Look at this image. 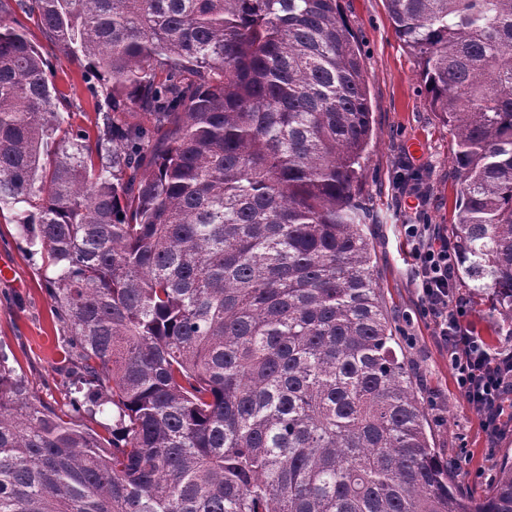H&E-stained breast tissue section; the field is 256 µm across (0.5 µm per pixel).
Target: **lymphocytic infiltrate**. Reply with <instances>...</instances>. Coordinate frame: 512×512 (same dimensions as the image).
I'll use <instances>...</instances> for the list:
<instances>
[{"mask_svg":"<svg viewBox=\"0 0 512 512\" xmlns=\"http://www.w3.org/2000/svg\"><path fill=\"white\" fill-rule=\"evenodd\" d=\"M415 282L425 314L432 318L439 346L446 349L457 385L469 404L486 417L497 436L512 426V350L489 352L464 324L467 304L453 295L456 254L426 224H408Z\"/></svg>","mask_w":512,"mask_h":512,"instance_id":"lymphocytic-infiltrate-1","label":"lymphocytic infiltrate"}]
</instances>
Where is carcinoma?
I'll return each instance as SVG.
<instances>
[{"label":"carcinoma","instance_id":"obj_1","mask_svg":"<svg viewBox=\"0 0 512 512\" xmlns=\"http://www.w3.org/2000/svg\"><path fill=\"white\" fill-rule=\"evenodd\" d=\"M14 2L112 112L93 146L63 129L0 0V214L43 255L67 387L0 359V512H512L511 461L475 496L438 457L383 303L338 0ZM386 2L456 137L461 277L512 331V0Z\"/></svg>","mask_w":512,"mask_h":512}]
</instances>
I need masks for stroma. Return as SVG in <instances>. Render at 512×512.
Wrapping results in <instances>:
<instances>
[{
	"label": "stroma",
	"mask_w": 512,
	"mask_h": 512,
	"mask_svg": "<svg viewBox=\"0 0 512 512\" xmlns=\"http://www.w3.org/2000/svg\"><path fill=\"white\" fill-rule=\"evenodd\" d=\"M340 8L362 51L368 75L372 137L355 185L357 198L376 212L371 225L374 262L383 299L417 378L421 400L437 397L428 412L433 441L442 457L466 455L458 481L469 493L496 482L504 460L512 458V428L489 439L485 416L458 390L448 355L434 340L433 324L421 309L411 281L403 227L429 224L450 236L457 221L452 209L456 138L434 112L420 78V60L394 33L385 0H340ZM16 24L39 45L57 87L67 95L60 107L73 129L97 139L101 114L108 111L106 87L91 77L85 59H73L45 41L32 19L16 14ZM409 178L399 186L398 174ZM423 209H416L417 198ZM43 259L29 250L9 216L0 217V349L29 392L50 401L60 396L56 368L62 357V331L44 288Z\"/></svg>",
	"instance_id": "1"
}]
</instances>
